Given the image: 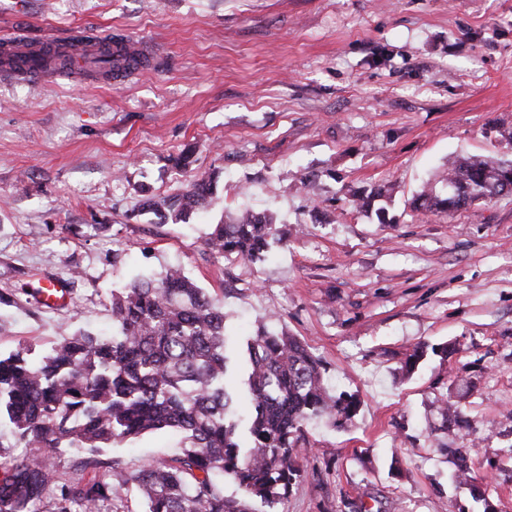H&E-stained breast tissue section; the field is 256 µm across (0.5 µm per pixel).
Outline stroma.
Instances as JSON below:
<instances>
[{
	"label": "stroma",
	"mask_w": 512,
	"mask_h": 512,
	"mask_svg": "<svg viewBox=\"0 0 512 512\" xmlns=\"http://www.w3.org/2000/svg\"><path fill=\"white\" fill-rule=\"evenodd\" d=\"M80 28L158 54L111 84L0 73V353L111 335L113 289L180 266L224 307L230 387L264 324L360 401L351 424L306 425L278 512H512V195L415 208L457 156L512 160V0H0V38ZM208 177L187 220L141 207ZM245 208L285 241L212 256L211 225ZM51 278L63 305L42 304ZM422 343L447 358L406 373ZM443 398L469 428H442ZM182 444L104 449L127 483L109 512H145L129 476Z\"/></svg>",
	"instance_id": "stroma-1"
}]
</instances>
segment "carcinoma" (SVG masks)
Here are the masks:
<instances>
[{
  "instance_id": "1",
  "label": "carcinoma",
  "mask_w": 512,
  "mask_h": 512,
  "mask_svg": "<svg viewBox=\"0 0 512 512\" xmlns=\"http://www.w3.org/2000/svg\"><path fill=\"white\" fill-rule=\"evenodd\" d=\"M93 66L117 74L146 62L116 43L100 48ZM443 181L448 197L424 188L421 212L512 193V161L461 157ZM212 195V181L202 179L173 200L150 196L143 208L181 221ZM273 242H282L273 217L242 211L214 225L205 247L217 257L254 260ZM112 321L106 338L83 333L47 351L25 346L0 356V421L26 448L0 463V512H35L55 483L43 459L62 448L87 450L92 475L63 489L55 512H100L125 483L99 477L105 462L98 453L163 429L183 434L184 446L173 463L132 476L149 512H254L253 501L276 512L302 476L307 422L343 426L358 410L354 395L329 392L323 364L304 342L261 325L246 345L252 412L240 430L231 421L238 396L225 385L224 310L179 268L112 290ZM226 474L241 495L220 489Z\"/></svg>"
}]
</instances>
